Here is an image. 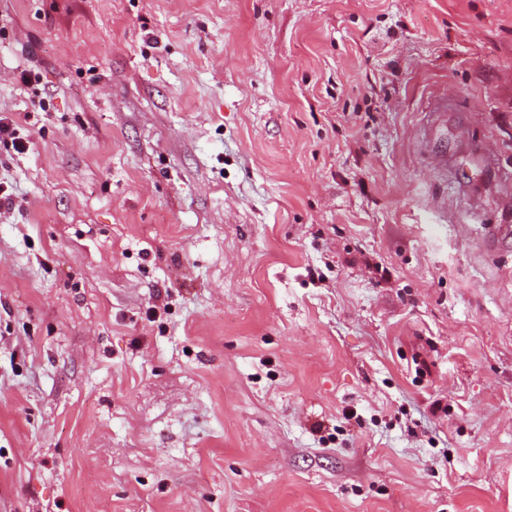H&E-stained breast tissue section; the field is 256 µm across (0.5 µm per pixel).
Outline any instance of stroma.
<instances>
[{"label": "stroma", "mask_w": 512, "mask_h": 512, "mask_svg": "<svg viewBox=\"0 0 512 512\" xmlns=\"http://www.w3.org/2000/svg\"><path fill=\"white\" fill-rule=\"evenodd\" d=\"M0 117V512H512V0H0Z\"/></svg>", "instance_id": "1"}]
</instances>
